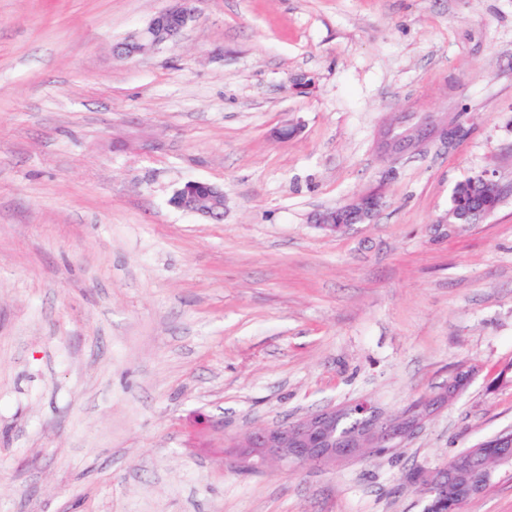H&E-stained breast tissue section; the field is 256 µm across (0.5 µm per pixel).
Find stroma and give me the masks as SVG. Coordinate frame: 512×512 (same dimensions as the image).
<instances>
[{
  "label": "stroma",
  "instance_id": "1",
  "mask_svg": "<svg viewBox=\"0 0 512 512\" xmlns=\"http://www.w3.org/2000/svg\"><path fill=\"white\" fill-rule=\"evenodd\" d=\"M167 4L0 0V512H424L408 473L512 429V0H200L118 57ZM401 116L430 133L393 155ZM484 172L496 210L448 225ZM189 181L223 186V222L170 205ZM369 192L371 221L314 224ZM463 364L402 448L225 463ZM464 512H512V465ZM147 25L119 46L121 57L133 58L148 49L177 39L193 21L200 0H169ZM472 178L473 177L467 178L466 180L457 184V186L455 187L454 193H453L451 209L454 206L455 194L466 196L470 200L471 204L475 208H478L480 210H484L486 208L487 201L494 202V207L478 214L477 219L475 220V221H477L478 219L484 218L494 212L495 208L499 205V203L502 199L504 189L501 186V184L498 182V180H496L494 178V176H492L488 173L480 175L479 176V188H480L482 194L484 195V197L486 198V200H487L486 201L484 198H482L476 192L477 184L472 181ZM448 215H449V218L456 217L457 211L455 210V208L450 210Z\"/></svg>",
  "mask_w": 512,
  "mask_h": 512
}]
</instances>
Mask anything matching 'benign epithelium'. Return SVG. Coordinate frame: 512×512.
Segmentation results:
<instances>
[{"instance_id":"7a95c632","label":"benign epithelium","mask_w":512,"mask_h":512,"mask_svg":"<svg viewBox=\"0 0 512 512\" xmlns=\"http://www.w3.org/2000/svg\"><path fill=\"white\" fill-rule=\"evenodd\" d=\"M147 25L119 46L120 55L133 58L148 49L177 39L193 21L200 0H169ZM479 188L488 201L499 205L504 189L494 176H479ZM380 206V197L368 193L352 203L324 210L315 223L336 232L352 224L370 219ZM175 208L197 214L209 221H224V188L209 182L190 181L178 190ZM472 370L460 368L438 392L440 397L453 398L469 383ZM359 414L357 432L340 428L343 410L325 409L295 421L249 431L237 444V458L231 468L239 472H259L267 468L296 469L307 466L334 468L356 459H366L378 452L401 447L423 427L433 415L432 406L424 400L415 408L414 423L407 425L398 417L379 410L374 403H355ZM491 456L497 464H512V430L493 437V447L480 445L457 456L452 467L439 465L419 471L417 483L427 494L425 512H443L448 501L464 506L468 500L485 492V482L494 471L484 468V459Z\"/></svg>"}]
</instances>
